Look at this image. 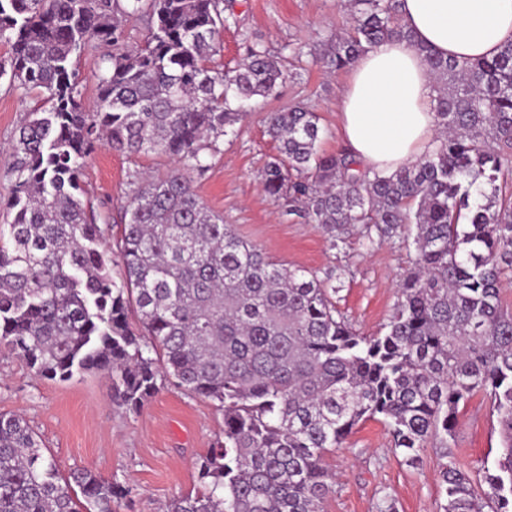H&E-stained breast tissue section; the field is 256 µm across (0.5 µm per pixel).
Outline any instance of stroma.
<instances>
[{"label":"stroma","mask_w":512,"mask_h":512,"mask_svg":"<svg viewBox=\"0 0 512 512\" xmlns=\"http://www.w3.org/2000/svg\"><path fill=\"white\" fill-rule=\"evenodd\" d=\"M236 22L223 31V49L210 65L234 68L258 43L282 57L292 79L275 94L258 100L236 134L221 137L218 151L204 172L193 174V186L213 212L222 215L244 240L282 263L314 272L336 286L333 300L341 314L364 335L377 334L397 301L400 276L410 268L412 248L394 238L374 249L351 236L330 248L316 225L285 215L262 191L261 171L277 153L266 128V116L306 104L316 112L323 131L320 148H342L336 101L347 70L329 67L323 53L345 32L350 16L342 0H224ZM301 49L294 60L293 49ZM43 100L33 92L11 88L0 80V225L13 217L4 207L14 186L11 144L15 131ZM164 156H128L98 145L81 175V199L93 223L121 221V206L138 172L158 175L172 168ZM23 413L38 431L61 473L87 467L127 486L130 494L115 512H159L164 501L196 489L194 461L212 446L223 417L206 399L164 384L136 413L113 403L108 380L86 373L69 381L37 377L26 363L0 349V412ZM500 446V427L487 397L475 395L459 406L453 451L473 475L493 465ZM443 460L426 447L415 465L392 451L387 428L374 419L361 422L344 447L325 457L334 491L324 512H377L383 494H391L396 512H440L444 500L440 471Z\"/></svg>","instance_id":"1"}]
</instances>
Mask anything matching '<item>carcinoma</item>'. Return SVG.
I'll use <instances>...</instances> for the list:
<instances>
[{
    "label": "carcinoma",
    "instance_id": "1",
    "mask_svg": "<svg viewBox=\"0 0 512 512\" xmlns=\"http://www.w3.org/2000/svg\"><path fill=\"white\" fill-rule=\"evenodd\" d=\"M349 32L330 66L349 67L389 39H410L398 0H348ZM147 18L131 49L123 20ZM229 25L224 0H0V78L37 91L14 144V212L0 226V348L45 379L104 375L137 412L163 382L214 403L224 427L195 461L199 487L165 512H322L324 455L363 420L389 429L408 464L439 449L440 512H512V41L489 60L419 49L435 76L433 150L387 175L346 151L325 153L316 113L268 116L279 155L265 195L336 249L404 236L413 266L383 332L362 336L317 275L266 256L196 193L219 138L287 73L252 45L228 72L208 66ZM112 48L91 111L72 59ZM176 163L134 176L113 241L77 195L95 145ZM120 264L116 277L112 265ZM135 315L138 328L130 323ZM483 393L501 428L480 482L457 463L459 404ZM25 417L0 413V512H113L129 489L88 469L59 473Z\"/></svg>",
    "mask_w": 512,
    "mask_h": 512
}]
</instances>
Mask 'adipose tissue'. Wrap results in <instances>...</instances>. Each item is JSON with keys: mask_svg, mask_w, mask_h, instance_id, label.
I'll list each match as a JSON object with an SVG mask.
<instances>
[{"mask_svg": "<svg viewBox=\"0 0 512 512\" xmlns=\"http://www.w3.org/2000/svg\"><path fill=\"white\" fill-rule=\"evenodd\" d=\"M411 40L379 42L360 55L336 104L352 157L389 173L433 149L434 77L422 50L482 60L512 40V0H401Z\"/></svg>", "mask_w": 512, "mask_h": 512, "instance_id": "adipose-tissue-1", "label": "adipose tissue"}]
</instances>
